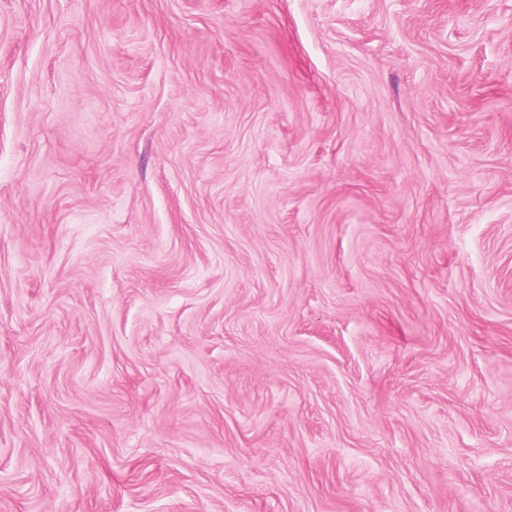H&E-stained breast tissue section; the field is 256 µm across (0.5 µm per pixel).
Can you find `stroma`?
<instances>
[{
  "instance_id": "35a3bbf8",
  "label": "stroma",
  "mask_w": 512,
  "mask_h": 512,
  "mask_svg": "<svg viewBox=\"0 0 512 512\" xmlns=\"http://www.w3.org/2000/svg\"><path fill=\"white\" fill-rule=\"evenodd\" d=\"M0 512H512V0H0Z\"/></svg>"
}]
</instances>
